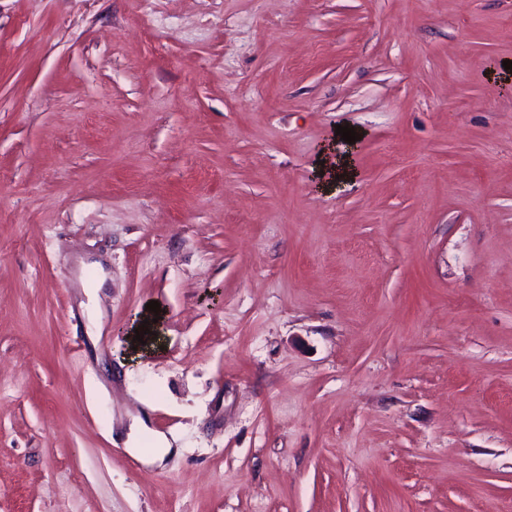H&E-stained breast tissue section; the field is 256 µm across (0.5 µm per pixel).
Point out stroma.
Masks as SVG:
<instances>
[{"instance_id": "stroma-1", "label": "stroma", "mask_w": 512, "mask_h": 512, "mask_svg": "<svg viewBox=\"0 0 512 512\" xmlns=\"http://www.w3.org/2000/svg\"><path fill=\"white\" fill-rule=\"evenodd\" d=\"M507 59L512 0H0V512H512ZM144 437H149L152 443L153 448L150 449L149 454L153 460H162L173 451L174 447L165 435L151 431L145 422L138 418L130 428L128 444L132 447L128 448L134 451H141L142 448L138 447Z\"/></svg>"}]
</instances>
